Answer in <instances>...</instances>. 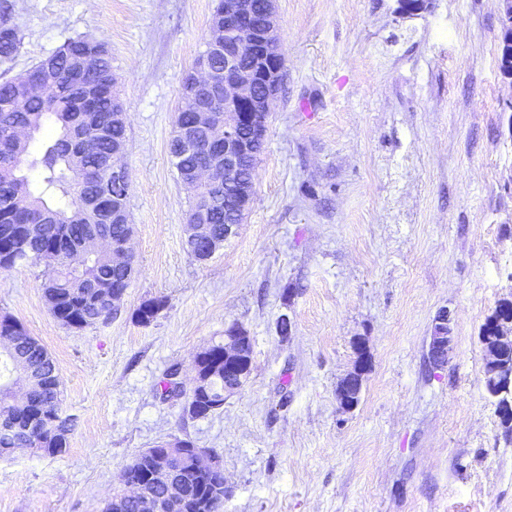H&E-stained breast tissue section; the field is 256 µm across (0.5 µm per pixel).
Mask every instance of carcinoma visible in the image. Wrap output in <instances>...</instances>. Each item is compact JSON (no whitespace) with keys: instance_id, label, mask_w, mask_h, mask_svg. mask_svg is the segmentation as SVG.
<instances>
[{"instance_id":"obj_1","label":"carcinoma","mask_w":512,"mask_h":512,"mask_svg":"<svg viewBox=\"0 0 512 512\" xmlns=\"http://www.w3.org/2000/svg\"><path fill=\"white\" fill-rule=\"evenodd\" d=\"M84 39L67 40L56 52L55 64L46 69L48 85L55 90L50 103L41 100L29 102L23 112L9 107V80L0 83V128L27 124L34 133L41 134L50 124L56 134L42 140L40 150L29 158L28 148L0 138V157L10 164L0 163V212L6 213L9 196L24 197L27 209L17 214L19 223L0 222V254L4 264L0 271H9L18 265H43L53 271L43 287L53 317L62 325L84 330L106 324L117 311L110 304H97L93 296L103 292L124 294L129 287L128 266L112 251L102 252L88 248V244L106 238H121L129 225L114 224L108 212L100 209L95 199L97 184L112 180L110 160L112 146L126 142V128L112 124V107L118 96L114 91L112 58L99 60L88 80L89 92L96 98L100 111L92 120L74 110V101L84 94L68 84L71 61L83 49ZM22 44L16 27L7 36L0 35V62H11ZM77 133L96 142V150L87 154L69 150L65 139ZM42 172V184L32 190L24 173L26 166ZM209 238L215 243L224 241L225 220L242 223L244 215L224 213V194L212 193ZM0 336L12 341V350L1 353L4 365H10L32 378L28 397L18 401L12 397L10 380L0 373V418L7 417L19 428L34 420L30 435L14 438L0 437V454L16 448H28L36 453L59 455L65 452L69 435L76 420L65 416L60 409V388L56 362L47 348L24 327L9 316L0 317ZM223 346L212 342L202 359L196 362L197 378L205 383L211 399L198 391L178 389L171 380L176 369L165 372L157 385V395L164 400H184L191 409H183L184 416L205 419L224 408ZM164 448L160 441L135 456L127 469L135 475L155 471L156 453ZM179 497L186 500L180 512H217L224 503V491L201 474L195 462L181 467L176 482ZM140 499L119 494L112 498L106 512H146Z\"/></svg>"}]
</instances>
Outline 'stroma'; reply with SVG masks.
I'll return each mask as SVG.
<instances>
[{
	"label": "stroma",
	"instance_id": "35a3bbf8",
	"mask_svg": "<svg viewBox=\"0 0 512 512\" xmlns=\"http://www.w3.org/2000/svg\"><path fill=\"white\" fill-rule=\"evenodd\" d=\"M0 81L78 36L104 43L127 117L136 273L108 324L52 316L45 267L0 272V316L56 361L66 452L0 456V512H104L162 439L213 451L219 512H512V438L484 384L481 329L512 300V82L501 0H276L284 81L250 209L205 263L185 250L168 143L218 0H13ZM167 304L148 325L145 300ZM448 311L451 350L430 358ZM288 315L292 334L275 324ZM237 324L241 391L204 420L156 387ZM364 347L358 405L336 389ZM13 9V4L9 0H3L0 3V62H12L22 44V37L18 29L11 25V33L7 36H2L1 26L3 23L9 22V15ZM448 330V311H441L436 316L434 334L431 341L432 361L435 365L441 366L448 358L450 336Z\"/></svg>",
	"mask_w": 512,
	"mask_h": 512
}]
</instances>
